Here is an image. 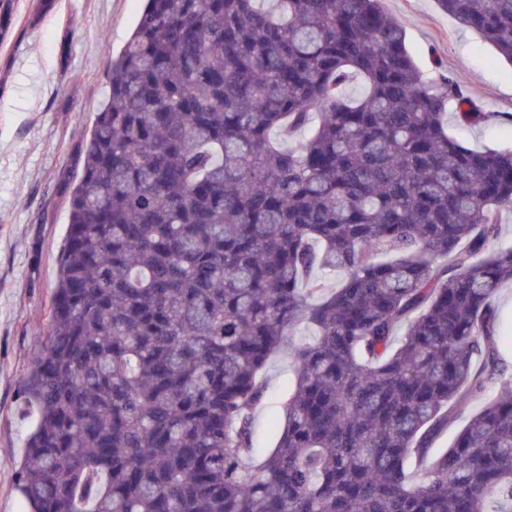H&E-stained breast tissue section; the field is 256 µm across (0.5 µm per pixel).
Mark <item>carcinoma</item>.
Segmentation results:
<instances>
[{"label":"carcinoma","mask_w":512,"mask_h":512,"mask_svg":"<svg viewBox=\"0 0 512 512\" xmlns=\"http://www.w3.org/2000/svg\"><path fill=\"white\" fill-rule=\"evenodd\" d=\"M437 3L512 63V0ZM108 84L22 381L24 512H512V148L445 122L495 113L381 0H146ZM288 358L274 357L270 360L266 375L269 393L266 406L255 417V443L260 450L272 448L276 435L272 421L281 412V403L288 388ZM498 391L499 385L492 384L482 400L470 401L458 408L455 412L454 419L448 425V430L436 440L434 448H432V452L436 453L440 450L449 448L457 433L468 423L473 415L481 410L487 401L492 399L498 393Z\"/></svg>","instance_id":"carcinoma-1"}]
</instances>
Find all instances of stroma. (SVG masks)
<instances>
[{"instance_id": "1", "label": "stroma", "mask_w": 512, "mask_h": 512, "mask_svg": "<svg viewBox=\"0 0 512 512\" xmlns=\"http://www.w3.org/2000/svg\"><path fill=\"white\" fill-rule=\"evenodd\" d=\"M406 30L427 78L463 81L491 123L448 131L463 145L512 146V64L436 0H383ZM142 0H11L0 16V512H22L14 487L31 420L21 383L40 348L81 152L108 93L113 53L128 39ZM269 393L254 421L255 443L273 447L272 421L288 388V360L272 358Z\"/></svg>"}]
</instances>
